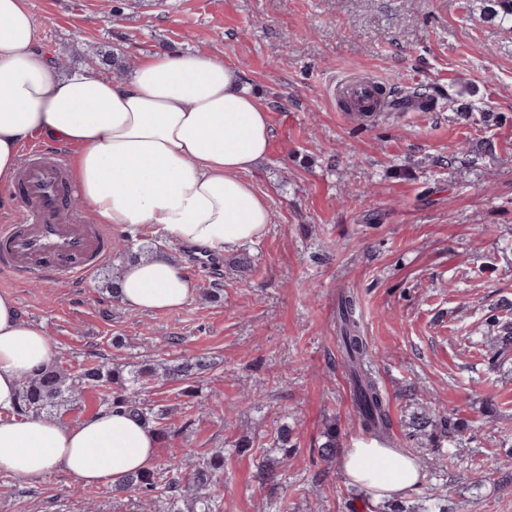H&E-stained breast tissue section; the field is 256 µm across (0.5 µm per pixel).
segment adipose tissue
Returning <instances> with one entry per match:
<instances>
[{
    "label": "adipose tissue",
    "mask_w": 512,
    "mask_h": 512,
    "mask_svg": "<svg viewBox=\"0 0 512 512\" xmlns=\"http://www.w3.org/2000/svg\"><path fill=\"white\" fill-rule=\"evenodd\" d=\"M36 134L78 146L72 175L94 223L150 224L171 242L221 255L262 238L271 222L247 175L273 131L235 68L159 50L124 77L92 67L63 75L38 46L25 0H0V188L12 184L19 148ZM194 294L183 265L164 253L127 262L116 279L119 300L140 312L178 308ZM52 356L43 330L0 294V471L33 481L60 469L86 485L117 487L146 470L158 439L137 418L104 408L65 425L18 414L21 372ZM343 470L377 501L421 480L414 457L373 440L346 449Z\"/></svg>",
    "instance_id": "adipose-tissue-1"
}]
</instances>
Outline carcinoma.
Returning a JSON list of instances; mask_svg holds the SVG:
<instances>
[{
  "label": "carcinoma",
  "instance_id": "obj_1",
  "mask_svg": "<svg viewBox=\"0 0 512 512\" xmlns=\"http://www.w3.org/2000/svg\"><path fill=\"white\" fill-rule=\"evenodd\" d=\"M484 18L507 25L512 29V0H481ZM436 96L420 87L397 86L386 106L393 110H405L422 105L434 106ZM490 323L498 327L499 352L512 348V302L504 300L491 315ZM336 342L352 389V401L363 431L386 440L391 436L392 419L390 402L379 385L373 364L372 352L361 330V317L357 299L341 294L337 305ZM208 369L206 361L193 363H144L125 372L103 365H90L77 375H72L58 365H49L34 372H27L21 379V396L18 414H49L65 403L74 400L75 393L83 388H103L107 393L102 406L127 412L152 427L163 438L167 427L161 410L138 398L139 392L149 381L162 378L180 382L201 374ZM453 415L434 411L413 418L411 436L441 440L456 430ZM323 441L318 444V457L326 464L336 462L341 452L336 420L332 419L322 432ZM224 470V454L217 451L189 473L171 468L172 476L165 484L171 512H182L179 502L188 500L201 504L203 512H211L212 504L201 498L199 491L207 488ZM138 490L146 497H153L159 489V481L151 470H145L126 479L118 491Z\"/></svg>",
  "mask_w": 512,
  "mask_h": 512
}]
</instances>
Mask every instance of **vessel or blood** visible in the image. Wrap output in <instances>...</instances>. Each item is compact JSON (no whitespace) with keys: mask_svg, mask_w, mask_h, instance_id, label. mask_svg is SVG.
Here are the masks:
<instances>
[{"mask_svg":"<svg viewBox=\"0 0 512 512\" xmlns=\"http://www.w3.org/2000/svg\"><path fill=\"white\" fill-rule=\"evenodd\" d=\"M380 85L374 78H349L334 91L340 99L369 105ZM67 167L65 151L38 144L25 149L14 186L22 208L0 218V269L18 280L51 285L64 274L78 281L111 253V234L85 223L72 208L78 189Z\"/></svg>","mask_w":512,"mask_h":512,"instance_id":"b4317fda","label":"vessel or blood"}]
</instances>
